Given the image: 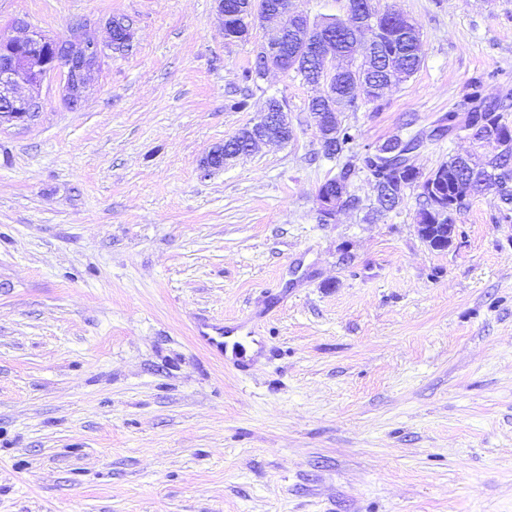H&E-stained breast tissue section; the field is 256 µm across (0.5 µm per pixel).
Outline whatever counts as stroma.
I'll use <instances>...</instances> for the list:
<instances>
[{"label":"stroma","instance_id":"35a3bbf8","mask_svg":"<svg viewBox=\"0 0 512 512\" xmlns=\"http://www.w3.org/2000/svg\"><path fill=\"white\" fill-rule=\"evenodd\" d=\"M423 67L340 113L354 150L429 130L472 80L512 94V0H379ZM133 23L71 108L58 79L0 125V512H512V223L495 188L430 250L417 193L322 223L323 156L294 73L244 81L272 30L224 36L215 0H0V34ZM293 124L224 167L201 160L269 97ZM245 100L242 109L231 108ZM428 143L430 173L472 152ZM204 317L254 326L236 369Z\"/></svg>","mask_w":512,"mask_h":512}]
</instances>
